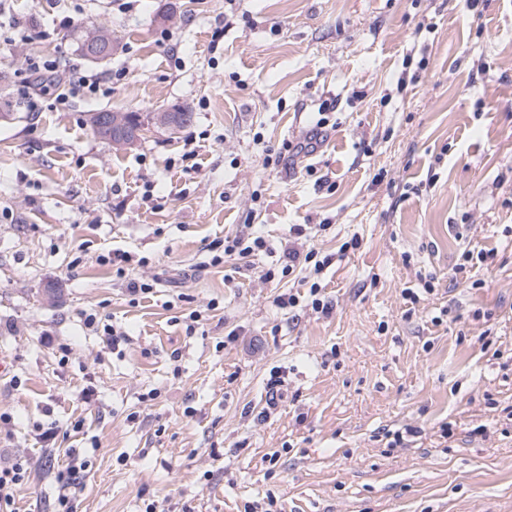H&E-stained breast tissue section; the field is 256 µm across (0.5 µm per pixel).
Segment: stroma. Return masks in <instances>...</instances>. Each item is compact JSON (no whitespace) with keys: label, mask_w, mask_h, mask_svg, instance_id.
I'll return each mask as SVG.
<instances>
[{"label":"stroma","mask_w":512,"mask_h":512,"mask_svg":"<svg viewBox=\"0 0 512 512\" xmlns=\"http://www.w3.org/2000/svg\"><path fill=\"white\" fill-rule=\"evenodd\" d=\"M14 24L32 35L0 57L14 512H59L75 450L72 512H512V0H7ZM91 27L112 57L79 56ZM31 55L98 94L17 103ZM175 107L189 125L128 148L90 122ZM321 111L306 163L267 161ZM296 226L332 258L329 313L275 303L308 296L280 273ZM238 234L266 245L211 265ZM467 250L495 256L455 280ZM115 251L130 261L97 264Z\"/></svg>","instance_id":"35a3bbf8"}]
</instances>
